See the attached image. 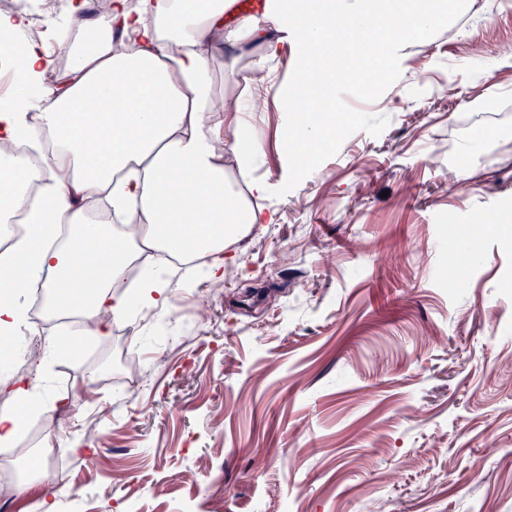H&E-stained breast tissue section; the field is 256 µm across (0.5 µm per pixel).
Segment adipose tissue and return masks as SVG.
<instances>
[{
	"label": "adipose tissue",
	"instance_id": "obj_1",
	"mask_svg": "<svg viewBox=\"0 0 512 512\" xmlns=\"http://www.w3.org/2000/svg\"><path fill=\"white\" fill-rule=\"evenodd\" d=\"M466 0H264L245 11L240 0H109L108 11L89 13L88 0H69L68 21L94 32L74 46L69 66L53 74L43 40L31 34L27 9L0 16V30L25 43L20 102L0 104V223L21 212L32 226L27 238L0 252V335L22 323V297L43 280L56 312L82 310L96 336L112 334L113 321L133 305L156 315L168 310L169 284L177 273L149 275L136 297L120 291L127 263L147 251L206 258L208 278L224 275V241L274 221L271 212L246 207L232 187L226 155L246 168L261 145L240 117L237 101H217L210 64L223 56L234 68L244 45L275 53L295 39L299 55L286 95L284 139L321 143L332 110L317 93L326 73L337 82L359 75L336 66L339 38L355 40L381 23L392 32L376 42L373 56L388 60L406 34L435 31L447 11ZM314 109L297 114L299 97ZM235 137L226 140L224 119ZM25 144L39 156L43 195L22 188L23 171L11 150ZM113 211H141L138 233L95 217L100 195ZM94 264L82 265L78 255ZM13 410L0 413V446H11L21 427V408L34 406L37 383L27 376H0Z\"/></svg>",
	"mask_w": 512,
	"mask_h": 512
}]
</instances>
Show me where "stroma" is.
Masks as SVG:
<instances>
[{
    "label": "stroma",
    "instance_id": "35a3bbf8",
    "mask_svg": "<svg viewBox=\"0 0 512 512\" xmlns=\"http://www.w3.org/2000/svg\"><path fill=\"white\" fill-rule=\"evenodd\" d=\"M470 22L413 37L376 86L324 88L369 106L302 176L282 135L292 41L271 60L247 46L233 72L212 61L217 94L247 102L249 176L276 221L225 243L219 285L173 287L164 319L44 367L26 456L0 449V478L34 489L0 512L35 494L57 512H512V11ZM262 60L258 96L246 74ZM448 267L465 287L442 282ZM128 348L147 373L130 401Z\"/></svg>",
    "mask_w": 512,
    "mask_h": 512
}]
</instances>
